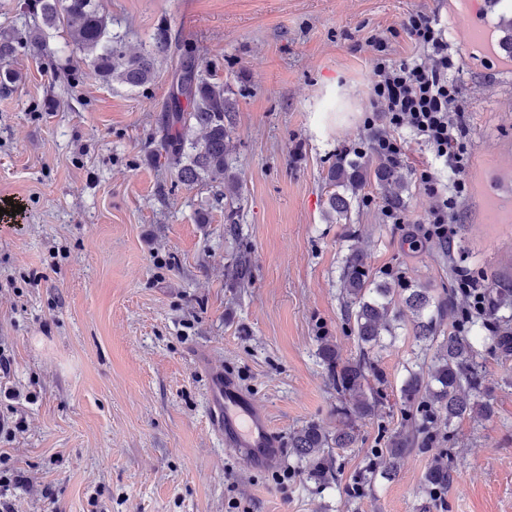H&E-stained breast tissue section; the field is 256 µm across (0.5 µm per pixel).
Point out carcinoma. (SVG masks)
I'll list each match as a JSON object with an SVG mask.
<instances>
[{
    "label": "carcinoma",
    "instance_id": "obj_1",
    "mask_svg": "<svg viewBox=\"0 0 512 512\" xmlns=\"http://www.w3.org/2000/svg\"><path fill=\"white\" fill-rule=\"evenodd\" d=\"M26 8L21 27L0 31V66L12 62L22 50L37 55L46 53L51 30L66 32L73 50L90 57L103 78L130 88L150 84L161 62H176L175 84L162 116L163 135L156 153L165 155L168 165L177 171L178 180L186 186L204 178L224 185V221L230 225L237 223L235 203L241 187L227 168L235 101L224 82L202 68L201 55L186 48L181 37L171 35L165 26L156 29L148 45L130 52L125 36L112 32L100 0H27ZM372 174L384 189L386 201L398 203L401 185L396 168L381 163L373 167L369 159L356 164L341 160L332 165L328 175V215L336 220L347 219L350 199L357 196ZM405 291L408 295L404 303L412 314L415 338L435 348L428 372L409 371L402 387L404 407L414 422L413 437L425 443L433 438L436 421L442 414L450 425L465 417L490 415V404L480 399L479 360L486 352L505 359L512 356V315L496 317L497 326L486 328L487 335L482 337L479 347L466 332L483 323L484 317L480 315L464 316V331L453 330L442 336L440 316L446 308L444 299L433 296L427 288L405 290L389 283L373 284L363 251H352L343 267L342 299L350 330L361 345L360 354L343 361L327 341L318 352L336 394L348 401L337 408L344 419L371 416L380 403V386L385 377L371 350L381 343L383 336L395 335L399 321L396 304ZM356 441L350 424L331 436L320 425L311 423L290 435L289 451L304 465L307 478L327 485L337 473L333 449L350 448ZM383 452L389 458L386 474L397 472L406 449L397 446L372 450L375 456ZM449 480L448 465L437 461L425 473L423 490L435 502L448 489Z\"/></svg>",
    "mask_w": 512,
    "mask_h": 512
}]
</instances>
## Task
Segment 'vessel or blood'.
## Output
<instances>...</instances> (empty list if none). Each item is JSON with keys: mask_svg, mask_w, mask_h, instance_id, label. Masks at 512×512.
<instances>
[{"mask_svg": "<svg viewBox=\"0 0 512 512\" xmlns=\"http://www.w3.org/2000/svg\"><path fill=\"white\" fill-rule=\"evenodd\" d=\"M209 423L227 452L251 469L275 467L281 448L266 408L221 368L206 372Z\"/></svg>", "mask_w": 512, "mask_h": 512, "instance_id": "1", "label": "vessel or blood"}]
</instances>
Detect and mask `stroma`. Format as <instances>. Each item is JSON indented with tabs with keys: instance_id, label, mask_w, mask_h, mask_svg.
<instances>
[{
	"instance_id": "35a3bbf8",
	"label": "stroma",
	"mask_w": 512,
	"mask_h": 512,
	"mask_svg": "<svg viewBox=\"0 0 512 512\" xmlns=\"http://www.w3.org/2000/svg\"><path fill=\"white\" fill-rule=\"evenodd\" d=\"M131 49L159 26L193 43L237 101L230 171L239 222H224L222 190L187 187L153 159L174 70L130 89L103 82L68 35L21 54L0 92V457L30 477L17 512H512V358L485 356L494 413L440 424L411 445L396 478L348 489L375 448L411 434L405 367L422 351L409 329L375 351L385 376L374 415L337 450V479L317 485L280 463L250 470L211 431L205 366L231 373L267 410L280 439L315 423L335 433L340 401L317 355L359 347L343 309L346 256L370 276L448 297L456 269L512 288V71L469 47L448 0H101ZM441 20L460 58L469 165L452 247L423 238L436 200L419 173L429 150L405 136L398 173L405 223L384 217L369 179L346 220L326 214L338 155L369 149L385 127L369 93L371 35L394 60L417 56L402 23ZM375 116L374 127L365 119ZM245 261L248 282L230 269ZM447 457L451 482L423 510L421 484Z\"/></svg>"
}]
</instances>
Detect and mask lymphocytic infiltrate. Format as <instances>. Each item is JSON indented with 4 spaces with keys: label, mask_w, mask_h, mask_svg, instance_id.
<instances>
[{
    "label": "lymphocytic infiltrate",
    "mask_w": 512,
    "mask_h": 512,
    "mask_svg": "<svg viewBox=\"0 0 512 512\" xmlns=\"http://www.w3.org/2000/svg\"><path fill=\"white\" fill-rule=\"evenodd\" d=\"M404 29L423 50L425 60L393 62L388 40L378 34L370 38L376 51L371 91L386 123L385 132L374 139L373 150L385 164L399 165L404 148L398 132L404 128L429 148L437 168L422 170L420 180L437 203L426 218L425 237L444 246L451 239L459 201L466 193L462 178L469 159L466 112L461 87L452 78L460 65L435 17L409 14Z\"/></svg>",
    "instance_id": "1"
}]
</instances>
